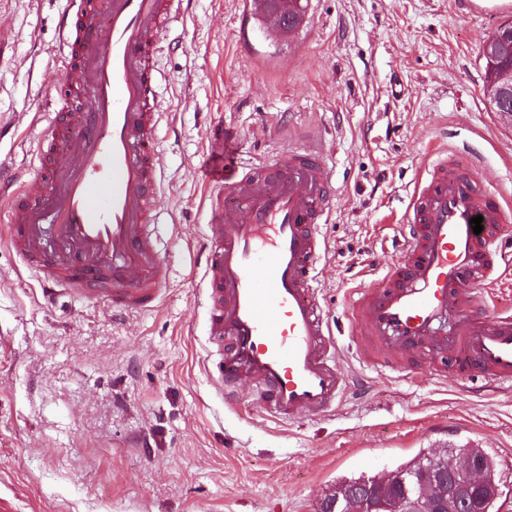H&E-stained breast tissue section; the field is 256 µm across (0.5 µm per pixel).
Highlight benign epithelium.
Masks as SVG:
<instances>
[{
    "label": "benign epithelium",
    "instance_id": "obj_1",
    "mask_svg": "<svg viewBox=\"0 0 512 512\" xmlns=\"http://www.w3.org/2000/svg\"><path fill=\"white\" fill-rule=\"evenodd\" d=\"M265 14L267 24L281 32L297 17L293 0H274ZM489 77L488 92L496 97L497 111L512 112V68L492 69ZM482 472L479 460L453 458L441 448L417 475L389 472L360 492L332 490L322 512H472L475 497L484 490Z\"/></svg>",
    "mask_w": 512,
    "mask_h": 512
}]
</instances>
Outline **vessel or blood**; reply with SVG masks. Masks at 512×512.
Listing matches in <instances>:
<instances>
[{
    "mask_svg": "<svg viewBox=\"0 0 512 512\" xmlns=\"http://www.w3.org/2000/svg\"><path fill=\"white\" fill-rule=\"evenodd\" d=\"M58 35L62 96L37 134L38 157L0 160V243L42 287L129 314L162 302L168 266L157 247L159 133L165 113L153 65L176 52L185 0H65ZM476 162L432 153L401 218L397 260L381 287L355 290L348 322L363 365L406 373L441 362L465 379L512 387V309L490 310L503 280L500 193ZM203 270L205 372L226 405L248 383L280 422L333 411L351 377L338 362L318 297V263L338 187L322 149L241 158L209 183ZM482 216L474 233L471 220Z\"/></svg>",
    "mask_w": 512,
    "mask_h": 512,
    "instance_id": "vessel-or-blood-1",
    "label": "vessel or blood"
}]
</instances>
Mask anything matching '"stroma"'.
<instances>
[{"label": "stroma", "mask_w": 512, "mask_h": 512, "mask_svg": "<svg viewBox=\"0 0 512 512\" xmlns=\"http://www.w3.org/2000/svg\"><path fill=\"white\" fill-rule=\"evenodd\" d=\"M62 0H0V122L26 128L55 95ZM512 5L476 0H308L281 33L240 0H195L155 59L174 119L161 130L162 305L132 315L41 289L0 244V498L15 512H318L336 478L381 475L420 449L484 448L512 512V391L455 371L367 370L346 309L395 258L427 154L464 146L512 206V117L485 92L484 41ZM224 123L242 157L323 147L340 193L321 231L318 296L341 365L365 377L326 415L268 420L241 386L229 407L200 368L196 245L206 222L202 154Z\"/></svg>", "instance_id": "stroma-1"}]
</instances>
